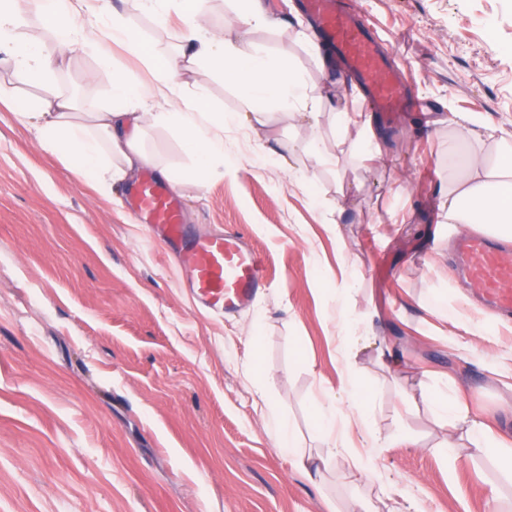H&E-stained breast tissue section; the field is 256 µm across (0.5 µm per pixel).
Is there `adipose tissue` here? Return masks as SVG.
Masks as SVG:
<instances>
[{"label": "adipose tissue", "mask_w": 512, "mask_h": 512, "mask_svg": "<svg viewBox=\"0 0 512 512\" xmlns=\"http://www.w3.org/2000/svg\"><path fill=\"white\" fill-rule=\"evenodd\" d=\"M234 5L236 28L214 30L207 0H191L175 35L174 51L152 63V79L141 85L113 69L110 48L118 44L129 54L142 57L144 44L123 22L106 30L93 23L94 17L110 10V0H39L38 14L50 32L46 40L23 35L15 0H0V44L9 45V63L16 73L35 83H51L59 60L88 48L97 50L101 67L112 73L109 107L87 111L71 96L53 91L17 111L16 119L34 129L41 149L77 158V175H93L95 190L107 195L114 184L134 172L158 166L157 157L144 143V124L149 120L177 127L184 149L197 161L190 178L197 185L210 177L212 162L224 157L226 124L244 120L263 126L275 110L314 130L303 148L309 167L290 170L299 189H308L317 170L334 159L341 144H349L353 153L378 157L370 116L335 109L319 82L253 49L250 34L274 26L264 0H234ZM199 66L219 70L234 82L243 98L241 111L213 117L205 112L201 100L187 97L181 76ZM327 109L334 113L336 137L332 140L317 132L319 116ZM352 128L357 136L351 141L347 133ZM448 128L452 173L440 198L445 223L512 239V131L460 113L449 116ZM436 408L441 418L464 424L469 434L467 443L448 441L442 449L444 455L460 460L494 454L512 471V451L507 449L504 435L490 434L485 423L471 415L464 389L455 386L450 393L440 394ZM370 416L368 390L351 385L341 399L328 392L316 406L317 428L330 440L325 454L301 452L293 430L285 423L276 445L288 453L293 468L308 478L320 477L338 457L351 471L378 478L383 494L391 500H404L408 512H423L420 502L409 496L400 481L382 477L377 466L380 449L402 442L403 437H382L371 425Z\"/></svg>", "instance_id": "ef3b65f1"}]
</instances>
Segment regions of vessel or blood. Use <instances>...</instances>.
Masks as SVG:
<instances>
[{
    "instance_id": "1",
    "label": "vessel or blood",
    "mask_w": 512,
    "mask_h": 512,
    "mask_svg": "<svg viewBox=\"0 0 512 512\" xmlns=\"http://www.w3.org/2000/svg\"><path fill=\"white\" fill-rule=\"evenodd\" d=\"M304 12L331 46L347 75L365 94L367 109L389 114L420 106L390 53L362 17L344 0H302ZM137 214L151 224L190 273L189 286L207 308L232 315L247 308L265 284L259 253L239 233H193L171 187L148 177L130 192ZM462 273L499 313H512V264L504 246L476 233L460 234L455 243Z\"/></svg>"
}]
</instances>
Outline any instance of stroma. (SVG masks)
Returning a JSON list of instances; mask_svg holds the SVG:
<instances>
[{"instance_id": "1", "label": "stroma", "mask_w": 512, "mask_h": 512, "mask_svg": "<svg viewBox=\"0 0 512 512\" xmlns=\"http://www.w3.org/2000/svg\"><path fill=\"white\" fill-rule=\"evenodd\" d=\"M348 3L428 104L390 121L374 114L380 159L339 154L336 168L298 189L259 147L301 144L313 131L276 114L257 130L225 126L224 174L198 188L185 181L195 160L177 128H147L148 148L184 181L187 223L239 232L266 264V288L234 317L197 300L178 256L129 208L131 183L99 195L75 175L76 159L38 148L0 107V512H326L328 496L351 512L355 500H376V483L340 466L317 488L272 434L286 420L303 451L320 452L327 443L314 406L350 382L372 387L382 435L416 439L382 449L379 464L425 512H512V474L498 457L453 462L433 450L454 431L433 404L447 382L467 389L473 413L512 434V324L459 273L454 229L439 210L444 117L512 123V0ZM111 6L154 52L170 50L168 33L180 24L174 0L163 6L166 30L126 14L123 0ZM250 40L334 92L359 89L338 63L315 71L288 31L257 30ZM186 80L203 84L212 113L242 105L221 73ZM111 86L90 50L67 58L51 83L86 108L111 105ZM340 172L347 207L338 225L319 223L315 201L335 195ZM345 283L355 319L342 324L332 288ZM451 302L481 311L489 336L451 324ZM383 350L398 362L396 376L380 364ZM348 353L356 366L347 378L338 368ZM490 484L500 492L494 506Z\"/></svg>"}]
</instances>
